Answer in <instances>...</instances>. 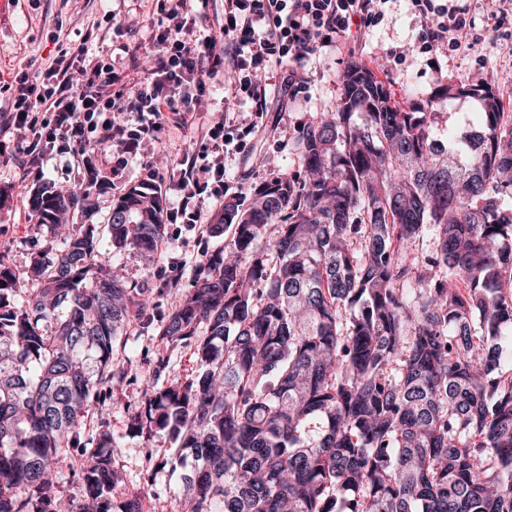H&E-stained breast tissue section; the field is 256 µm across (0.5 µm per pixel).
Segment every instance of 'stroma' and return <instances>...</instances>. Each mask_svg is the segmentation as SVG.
Segmentation results:
<instances>
[{"instance_id": "1", "label": "stroma", "mask_w": 512, "mask_h": 512, "mask_svg": "<svg viewBox=\"0 0 512 512\" xmlns=\"http://www.w3.org/2000/svg\"><path fill=\"white\" fill-rule=\"evenodd\" d=\"M471 22L460 49L442 48L433 53L420 49L425 20L410 0H388L384 17L375 26L351 30L355 53L343 47L317 48L305 56L300 72L307 79L303 93L288 90V69L277 66L261 78L266 87V109L259 128L244 151L224 153V197L208 200L209 215H218L225 201L248 202L251 186L273 175L295 168L298 157L292 151L297 130L319 113L334 111L339 101L340 77L353 62L374 70L389 84L396 101L413 96L428 97L444 77L465 85L500 87L512 79V0H453ZM158 0H0V111H8L13 95L7 83L24 71L48 70L60 57L89 54L102 63H114L120 70L125 90L144 83L155 47L152 25L160 18ZM223 78H215L204 101L200 121L208 122L232 112L234 121L247 125L253 119L249 100L228 99ZM6 149L0 153V189L9 190L0 200V248L17 269H26L33 256L59 247L47 229L31 220L23 193L46 183L61 190L71 188V176L60 160L52 159L42 176L29 167L28 138L16 131L0 135ZM196 149L189 134L169 130L161 139L145 143L129 159L121 178L112 176L111 149H95L78 159L80 182L90 173L109 179L108 192L96 195V223H103L113 194L140 183L159 187L167 217L166 234L154 258L133 250H122L114 259L121 264L126 280L133 285L149 283L161 289L154 299V319L162 321L174 307L177 296L167 292L169 284L188 288L204 253L217 251L229 243V236L211 237L206 227L177 223L180 193L170 183L171 168L191 156ZM128 345L122 356L129 368V382L116 396L106 419L89 416L87 433L111 432L117 444V464L123 473L121 493H138L145 512H182L178 490L186 474L166 460L174 445L167 435L146 438L130 428V419L144 401L142 390L152 381L167 386L185 380L197 371L193 348L177 344L169 347V363L161 377H154L151 358L156 348L153 329L136 326L127 331Z\"/></svg>"}]
</instances>
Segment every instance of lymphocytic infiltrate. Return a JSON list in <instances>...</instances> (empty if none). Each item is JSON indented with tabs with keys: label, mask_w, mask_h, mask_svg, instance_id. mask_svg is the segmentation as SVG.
I'll return each mask as SVG.
<instances>
[{
	"label": "lymphocytic infiltrate",
	"mask_w": 512,
	"mask_h": 512,
	"mask_svg": "<svg viewBox=\"0 0 512 512\" xmlns=\"http://www.w3.org/2000/svg\"><path fill=\"white\" fill-rule=\"evenodd\" d=\"M427 19L422 48L432 52L441 44L459 49L468 27L464 13L448 10L437 0H412ZM167 23L155 34L156 52L147 81L136 94L120 90L115 66L64 65L52 73L25 74L19 93L5 118L9 129L31 135L30 163L42 170L47 157L79 156L85 150L116 146L113 173L127 157L167 129L197 132L198 150L178 171L183 223L205 221L209 187L224 182V148L244 143L251 127L231 132L225 122L197 124L196 114L206 95L207 79L219 69L235 74L234 89L263 112L266 90L260 77L271 64L298 66L313 48L330 46L352 24L375 25L381 17L378 0H224V16L216 30L202 38L192 35L206 14H193L189 0L162 5ZM211 69H204V62ZM116 112H131L133 123L117 125Z\"/></svg>",
	"instance_id": "1"
}]
</instances>
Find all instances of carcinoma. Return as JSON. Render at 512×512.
<instances>
[{
  "label": "carcinoma",
  "instance_id": "cac0c4a2",
  "mask_svg": "<svg viewBox=\"0 0 512 512\" xmlns=\"http://www.w3.org/2000/svg\"><path fill=\"white\" fill-rule=\"evenodd\" d=\"M450 97L480 103L434 138ZM362 121H357L358 116ZM296 171L224 204L191 288L160 327L201 372L144 390L131 427L194 467L183 512H512V113L489 86L445 79L401 107L350 65L336 111L300 128ZM29 191L61 248L16 271L0 253V512H143L112 434L85 435L120 390L114 346L149 323L159 289L132 288L104 251L151 257L160 193L141 183L103 224L92 188ZM431 238L420 257L415 243ZM81 449L83 497L55 477Z\"/></svg>",
  "mask_w": 512,
  "mask_h": 512
}]
</instances>
